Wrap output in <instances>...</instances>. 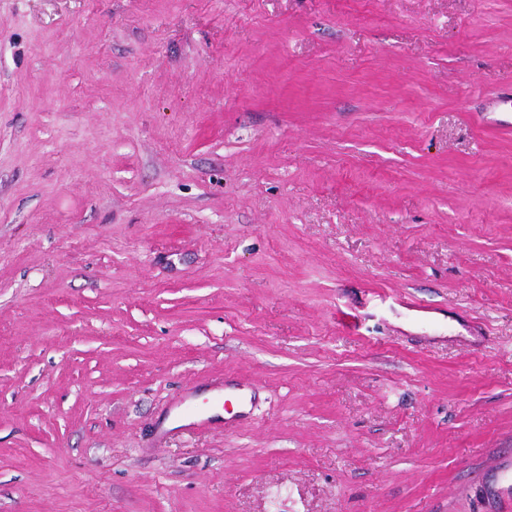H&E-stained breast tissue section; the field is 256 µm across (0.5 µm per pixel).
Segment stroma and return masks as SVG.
<instances>
[{"instance_id": "obj_1", "label": "stroma", "mask_w": 512, "mask_h": 512, "mask_svg": "<svg viewBox=\"0 0 512 512\" xmlns=\"http://www.w3.org/2000/svg\"><path fill=\"white\" fill-rule=\"evenodd\" d=\"M509 101L512 0H0V512H498Z\"/></svg>"}]
</instances>
